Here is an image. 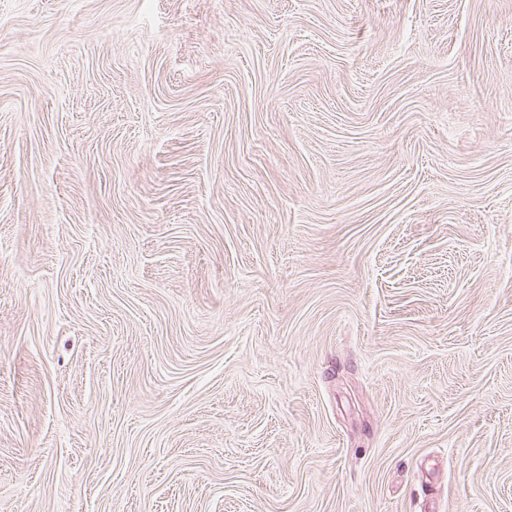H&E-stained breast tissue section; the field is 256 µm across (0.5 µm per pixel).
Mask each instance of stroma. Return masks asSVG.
<instances>
[{
	"instance_id": "35a3bbf8",
	"label": "stroma",
	"mask_w": 512,
	"mask_h": 512,
	"mask_svg": "<svg viewBox=\"0 0 512 512\" xmlns=\"http://www.w3.org/2000/svg\"><path fill=\"white\" fill-rule=\"evenodd\" d=\"M0 512H512V0H0Z\"/></svg>"
}]
</instances>
